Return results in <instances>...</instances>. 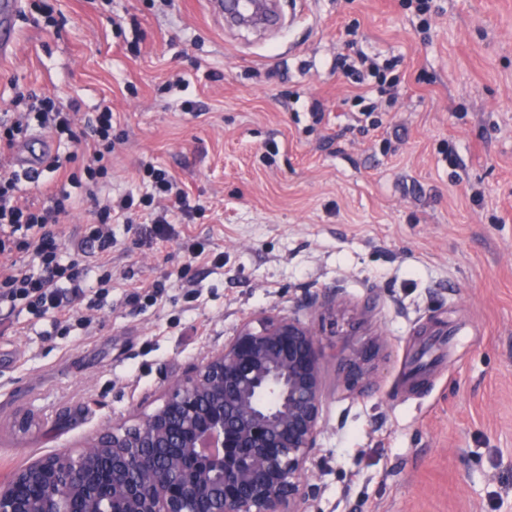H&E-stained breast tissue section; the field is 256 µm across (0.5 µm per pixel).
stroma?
Masks as SVG:
<instances>
[{"instance_id": "stroma-1", "label": "stroma", "mask_w": 512, "mask_h": 512, "mask_svg": "<svg viewBox=\"0 0 512 512\" xmlns=\"http://www.w3.org/2000/svg\"><path fill=\"white\" fill-rule=\"evenodd\" d=\"M281 8L260 36L210 0H20L0 114L16 93L53 95L79 102L82 129L111 106L99 195L135 203L88 330L0 326V480L151 412L245 321L291 315L323 352L317 512H512V0H433L425 28L402 0ZM353 39L402 60L368 131L355 99L376 91L333 68ZM148 163L202 207L168 240L141 202ZM70 192L74 252L96 206ZM378 333L376 387L340 388Z\"/></svg>"}]
</instances>
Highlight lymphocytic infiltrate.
<instances>
[{"mask_svg": "<svg viewBox=\"0 0 512 512\" xmlns=\"http://www.w3.org/2000/svg\"><path fill=\"white\" fill-rule=\"evenodd\" d=\"M336 66L358 81L374 78L379 93L388 94L396 85L389 78L385 67L364 50L355 55L337 57ZM14 112L10 121L0 123V310L6 315L20 311L38 317L51 318L54 328L71 329L84 325L86 317L78 313L79 305L87 309L102 306L112 286V224L125 218L134 204L133 198L124 197L119 202H104L97 213L98 221L86 225L81 241L82 249L70 259H63L64 233L60 227L61 215L67 214L71 205L68 184L76 176L69 172L67 162L53 157L46 165L60 184L52 192L49 202L36 206L23 202L19 196L21 183L38 182V175L13 169L9 154L16 143L32 128H39L69 142L86 157L83 167L84 188L87 195H95L99 181L107 172L112 154V111L103 107L87 130L76 127L77 101L69 105L50 97L17 94L12 100ZM145 172L152 179L163 206L154 222L157 232L167 235L171 223L177 218H187L194 213L187 195L176 187L168 173L153 165H145ZM31 255V262H24V255ZM94 257L100 270L94 295H87L85 281L87 257Z\"/></svg>", "mask_w": 512, "mask_h": 512, "instance_id": "f902f5d3", "label": "lymphocytic infiltrate"}]
</instances>
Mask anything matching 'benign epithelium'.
Returning <instances> with one entry per match:
<instances>
[{
    "mask_svg": "<svg viewBox=\"0 0 512 512\" xmlns=\"http://www.w3.org/2000/svg\"><path fill=\"white\" fill-rule=\"evenodd\" d=\"M383 337L338 378L377 380ZM313 328L295 317L245 325L224 349L177 379L152 413L98 430L0 483V512H315L308 462L326 384ZM36 485L26 498L17 488Z\"/></svg>",
    "mask_w": 512,
    "mask_h": 512,
    "instance_id": "1",
    "label": "benign epithelium"
}]
</instances>
